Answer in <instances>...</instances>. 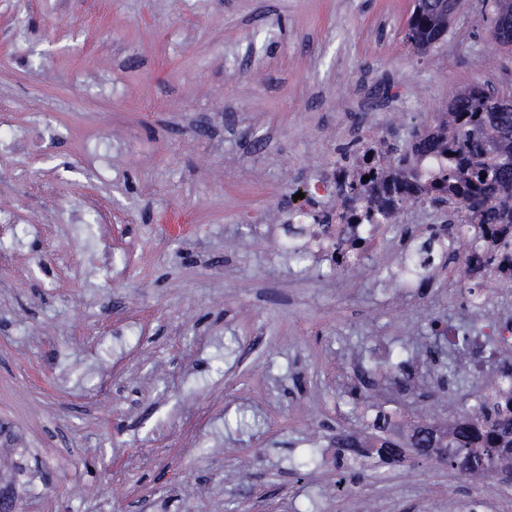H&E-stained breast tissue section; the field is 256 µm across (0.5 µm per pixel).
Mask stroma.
Returning <instances> with one entry per match:
<instances>
[{
  "mask_svg": "<svg viewBox=\"0 0 512 512\" xmlns=\"http://www.w3.org/2000/svg\"><path fill=\"white\" fill-rule=\"evenodd\" d=\"M415 0H0V494L20 512H512V486L413 456L342 464L378 410L445 426L497 362L435 335L512 319L404 264L433 203L364 268L281 250L290 195L360 132L414 137L457 93L512 98L482 0L405 39ZM119 254L124 267L113 269Z\"/></svg>",
  "mask_w": 512,
  "mask_h": 512,
  "instance_id": "1",
  "label": "stroma"
}]
</instances>
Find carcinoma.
Listing matches in <instances>:
<instances>
[{"label":"carcinoma","mask_w":512,"mask_h":512,"mask_svg":"<svg viewBox=\"0 0 512 512\" xmlns=\"http://www.w3.org/2000/svg\"><path fill=\"white\" fill-rule=\"evenodd\" d=\"M450 18L438 14L430 0H417L406 33L407 41L426 52L448 33ZM440 144L458 157L430 187V201L451 200L470 211L477 224L473 228L484 238L491 237L498 245L512 246V108L499 103L494 96L473 89L459 93L437 123ZM499 253L487 250L474 256L468 268L498 269ZM457 355L477 354L467 330L454 341ZM372 426L386 433L379 440L377 453L390 458L403 453L400 443L388 435L389 415L380 411ZM448 440L440 447L448 456L440 463L456 470L460 454H480L485 467L466 472L468 477H489L501 462V449L512 448V397L489 393L477 404L456 413L447 430Z\"/></svg>","instance_id":"cac0c4a2"}]
</instances>
